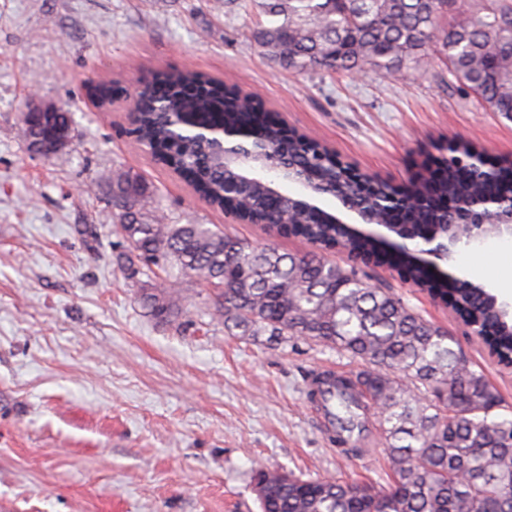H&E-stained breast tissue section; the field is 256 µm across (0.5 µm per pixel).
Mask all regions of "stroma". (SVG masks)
<instances>
[{
	"instance_id": "1",
	"label": "stroma",
	"mask_w": 512,
	"mask_h": 512,
	"mask_svg": "<svg viewBox=\"0 0 512 512\" xmlns=\"http://www.w3.org/2000/svg\"><path fill=\"white\" fill-rule=\"evenodd\" d=\"M256 21L246 0H0V512H261L258 463L385 480L380 437L363 456H338L307 397L314 374L356 372L362 361L311 342L228 335L217 288L189 276L170 321L142 307L168 276L118 267L130 245L115 228L113 171L145 181L166 223L284 252L313 246L203 201L130 136L133 95L158 74L197 72L400 188L455 140L512 162V120L448 91L434 55L396 80L285 70L252 41ZM32 93L70 114L56 155L22 135ZM363 270L454 336L512 404V366L450 306L390 263Z\"/></svg>"
}]
</instances>
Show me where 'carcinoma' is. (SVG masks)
<instances>
[{
    "label": "carcinoma",
    "mask_w": 512,
    "mask_h": 512,
    "mask_svg": "<svg viewBox=\"0 0 512 512\" xmlns=\"http://www.w3.org/2000/svg\"><path fill=\"white\" fill-rule=\"evenodd\" d=\"M253 6L261 17L251 33L254 43L288 71L372 70L396 77L435 51L448 59L444 86L468 90L512 120V0H471L464 11L457 0H253ZM234 97L193 73L165 75L140 91L131 134L207 202L267 221L277 235L326 246L342 238L343 229L316 209L298 214L290 232L272 223L295 208L293 196H272L273 181L257 177L239 189L238 170L200 137L203 131L219 139L224 127L244 126L269 145L284 140L292 165L309 171L324 194L372 209L383 223L396 220L388 202L391 185L361 195L342 176L335 155L275 122L255 120L236 108ZM59 129L70 130L63 110L23 123L30 143L49 142ZM475 152L469 142L450 147L452 163L444 164L428 195L440 203L480 199L491 185L487 168L472 166ZM112 198L120 208V232L131 244L121 257L127 268L141 263L178 270L167 288L143 296L154 317L166 320L174 313L179 277L190 276L222 287L218 311L228 332L312 341L366 363L356 373L316 375L309 398L326 410L329 439L346 458L365 452L367 413L373 412L392 480L303 479L257 466L253 488L261 512H512V406L471 368L448 331L390 290L371 287L354 265L256 248L204 224H166L148 208V186L125 173L112 174ZM402 219L428 233L444 217L424 205ZM347 247L378 255L382 243L362 237ZM397 269L400 278L435 298L454 297L463 320L490 331L499 359L512 362V324L480 289L450 285L409 258Z\"/></svg>",
    "instance_id": "carcinoma-1"
}]
</instances>
